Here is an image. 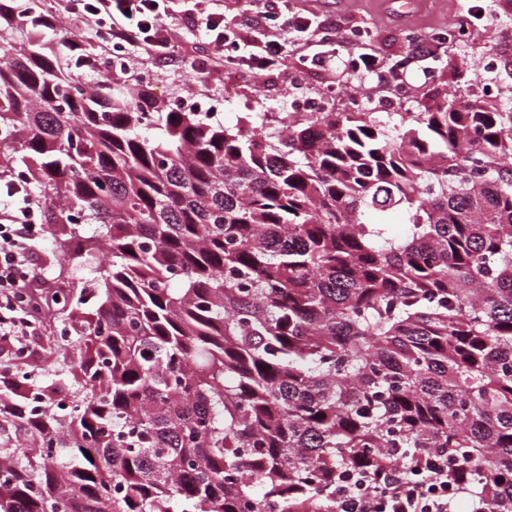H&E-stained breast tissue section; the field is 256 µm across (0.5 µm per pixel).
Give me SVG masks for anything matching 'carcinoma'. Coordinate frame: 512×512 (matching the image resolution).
Here are the masks:
<instances>
[{
  "label": "carcinoma",
  "mask_w": 512,
  "mask_h": 512,
  "mask_svg": "<svg viewBox=\"0 0 512 512\" xmlns=\"http://www.w3.org/2000/svg\"><path fill=\"white\" fill-rule=\"evenodd\" d=\"M78 25L0 0V179L106 253L72 408L0 362V512H338L423 448L512 512V104L225 126L83 80Z\"/></svg>",
  "instance_id": "cac0c4a2"
}]
</instances>
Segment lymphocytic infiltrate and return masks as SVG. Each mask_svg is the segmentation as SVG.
Returning <instances> with one entry per match:
<instances>
[{
	"label": "lymphocytic infiltrate",
	"instance_id": "1",
	"mask_svg": "<svg viewBox=\"0 0 512 512\" xmlns=\"http://www.w3.org/2000/svg\"><path fill=\"white\" fill-rule=\"evenodd\" d=\"M160 2L63 0V9L78 20L94 19L103 43H117L126 49L148 46L166 58L174 49L166 35L169 13ZM290 2L248 0V11L280 27L255 52H244L234 42L235 19L221 13L203 15L199 26L213 34L214 55L199 62V69L207 71L227 62L256 74L266 72L281 56L288 34L310 26L308 17L294 11ZM339 49L355 72L374 75L379 85L405 91L393 68L385 67L371 49L350 40L340 42ZM18 191L15 184L0 188V350L25 359L30 357L38 334V319L28 300L34 297L36 285L46 280L47 272L30 259L32 244L41 232L38 211L29 199L18 198ZM470 471L466 464L449 467L447 456L431 448L410 468L389 466L363 476L358 484L341 485L339 512H453L454 500Z\"/></svg>",
	"mask_w": 512,
	"mask_h": 512
}]
</instances>
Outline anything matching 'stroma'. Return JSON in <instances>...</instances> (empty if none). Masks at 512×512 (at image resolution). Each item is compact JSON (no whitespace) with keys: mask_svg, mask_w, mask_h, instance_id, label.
<instances>
[{"mask_svg":"<svg viewBox=\"0 0 512 512\" xmlns=\"http://www.w3.org/2000/svg\"><path fill=\"white\" fill-rule=\"evenodd\" d=\"M313 22L337 21L354 31L360 46L372 49L387 66L398 69L403 82L411 87L407 99L390 98L397 112H418L431 104L436 95L454 92L463 101L477 99L486 92V105L512 100V0H420L409 16L393 11L388 0H296ZM218 9L235 16L241 46L248 51L263 46L270 33L268 23L255 20L246 11L245 0H217ZM175 15L168 28L170 41L182 49L183 61L167 62L138 51L140 71L153 75L152 94L161 100L174 96L209 99L217 104L215 122L234 125L238 117L266 112H284L293 98L288 79L302 70V83L315 93L335 90L332 109L351 98L378 100L372 81L350 75L344 58L332 46H325V63L300 69L299 57L318 43L319 33L301 35L288 41L285 57L277 68L263 75L233 67L198 73L192 62L212 55L213 47L195 27L187 25V15L205 11L204 0H170ZM458 22L468 30L466 39L444 43L439 54L425 63L405 64L407 36L418 33L435 36ZM35 257L51 271L42 284L43 297L70 285L92 284L94 266L74 261L61 262L51 234L36 240Z\"/></svg>","mask_w":512,"mask_h":512,"instance_id":"1","label":"stroma"}]
</instances>
